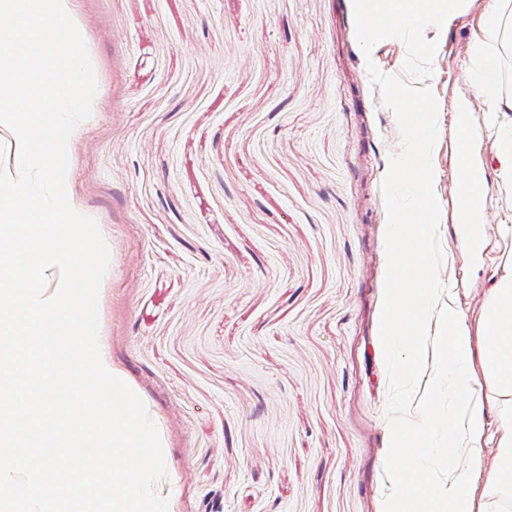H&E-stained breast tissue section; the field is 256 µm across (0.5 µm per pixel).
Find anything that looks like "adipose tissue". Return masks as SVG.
Listing matches in <instances>:
<instances>
[{
	"label": "adipose tissue",
	"mask_w": 512,
	"mask_h": 512,
	"mask_svg": "<svg viewBox=\"0 0 512 512\" xmlns=\"http://www.w3.org/2000/svg\"><path fill=\"white\" fill-rule=\"evenodd\" d=\"M490 113L499 118L501 133L493 144L498 176L512 180V101L496 102ZM393 238L412 233L418 245L399 247L393 257L394 302L398 316L385 324L393 372L403 391L419 390L422 424L392 428L393 477L391 512H475L474 486L484 480L489 492L512 497V258L491 278L488 296L476 326H469L455 303L437 305L436 279L424 278L429 256L423 245L436 225L416 223L400 210ZM448 324L444 333L424 336L422 324L432 318ZM433 362L448 384V410L440 412L432 391L421 389V368ZM491 394L482 397L480 385ZM498 408L501 424L489 431L486 406ZM495 441L497 455L489 473L480 468L484 443Z\"/></svg>",
	"instance_id": "ef3b65f1"
}]
</instances>
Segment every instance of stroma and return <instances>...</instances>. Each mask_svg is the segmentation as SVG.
Returning <instances> with one entry per match:
<instances>
[{"instance_id":"35a3bbf8","label":"stroma","mask_w":512,"mask_h":512,"mask_svg":"<svg viewBox=\"0 0 512 512\" xmlns=\"http://www.w3.org/2000/svg\"><path fill=\"white\" fill-rule=\"evenodd\" d=\"M98 98L66 192L110 261L99 347L158 428L169 512H386L389 391L380 316L382 182L401 149L367 71L403 75L395 38L364 55L353 0H67ZM492 17L486 30L482 18ZM427 85L438 103L428 245L468 321L512 243L462 255L448 200L457 118L492 167L493 99L512 98V0H466ZM498 63L493 87L470 58Z\"/></svg>"}]
</instances>
